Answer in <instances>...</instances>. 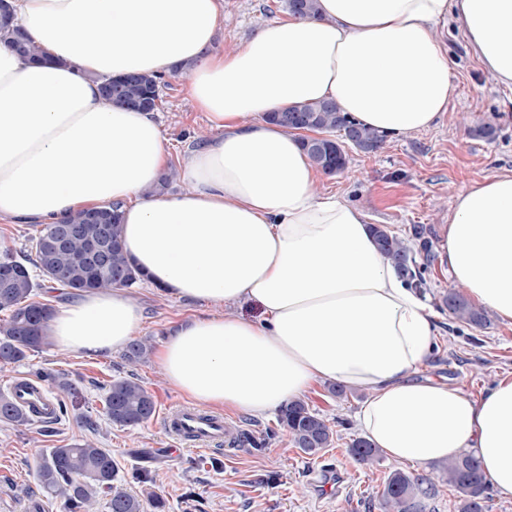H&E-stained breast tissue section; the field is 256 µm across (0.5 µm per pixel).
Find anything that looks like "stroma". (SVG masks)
<instances>
[{
  "instance_id": "1",
  "label": "stroma",
  "mask_w": 512,
  "mask_h": 512,
  "mask_svg": "<svg viewBox=\"0 0 512 512\" xmlns=\"http://www.w3.org/2000/svg\"><path fill=\"white\" fill-rule=\"evenodd\" d=\"M288 17L284 0H223L215 46L230 50L248 40L261 22ZM442 38L457 92L439 124L385 139L374 153L350 151L346 170L320 177L323 192L349 201L371 223L409 244L417 224L427 227L428 240H436L457 191L512 171V88L498 85L483 71L456 22L448 23ZM167 82L155 117L166 138L169 162L177 166L206 125L203 114L191 105L187 77L171 76ZM484 124L493 125L494 138L475 135V128ZM426 281L421 293L437 314L439 334L417 377L479 399L500 378L512 376V323L495 318L476 328L455 320L442 303L455 281L441 263L432 264ZM129 293L142 309L136 336L156 347L174 324L210 312L206 305L164 296L144 284ZM44 371L56 378L46 387L52 401H59L57 384L64 380L79 381L81 399L66 415L49 422L19 427L0 422V512H62L61 498L47 495L38 482V461L46 449L87 439L109 449L121 471L138 467L150 472L151 482H132L127 489L146 501L161 497L164 512H382L380 495L389 473L413 470L411 464L383 454L368 466L351 459L348 449L360 436L356 414L368 396L363 389H348L346 397L338 398L320 384L305 394V401L334 432L331 446L309 457L294 448L274 414L255 418L224 412L237 436L210 449L174 447L159 415L135 429L112 425L103 413V400L117 376L135 375L154 394L159 414L183 404V396L166 384L152 355L132 365L120 351L71 355L49 343L22 362L0 368V393L14 377L36 378ZM87 415L96 420V428L84 423Z\"/></svg>"
}]
</instances>
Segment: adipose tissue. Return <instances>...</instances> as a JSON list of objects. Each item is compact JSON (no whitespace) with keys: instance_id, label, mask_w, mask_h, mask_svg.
Masks as SVG:
<instances>
[{"instance_id":"ef3b65f1","label":"adipose tissue","mask_w":512,"mask_h":512,"mask_svg":"<svg viewBox=\"0 0 512 512\" xmlns=\"http://www.w3.org/2000/svg\"><path fill=\"white\" fill-rule=\"evenodd\" d=\"M43 50L0 42V220L61 224L123 205L122 245L169 296L211 315L179 323L158 353L188 399L255 417L312 384L368 390L364 438L418 468L468 453L512 496V378L472 400L417 380L433 308L374 243L365 214L317 187L300 142L268 113L333 101L392 138L433 128L457 86L439 24L456 21L484 70L512 87V0H318L214 48L221 0H8ZM186 72L210 132L181 164L183 191L151 194L167 162L152 113L108 103L99 80ZM437 250L471 302L512 323V171L459 191ZM254 303L257 319L236 314ZM141 320L120 287L60 305L65 353L126 346Z\"/></svg>"}]
</instances>
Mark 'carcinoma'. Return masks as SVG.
Listing matches in <instances>:
<instances>
[{
	"mask_svg": "<svg viewBox=\"0 0 512 512\" xmlns=\"http://www.w3.org/2000/svg\"><path fill=\"white\" fill-rule=\"evenodd\" d=\"M316 2L285 0V6L292 15L309 16L315 12ZM2 38L8 40L20 55L33 61L42 59V50L20 29L0 27ZM163 86L165 80L159 75H132L122 81L121 101L154 112L158 109ZM268 120L289 131L301 128L316 133L350 131L353 134L352 145L365 153L377 151L383 142L382 135L357 122L332 101L272 112ZM314 141V137H304L302 146L318 169L328 175L346 169L349 157L344 149L336 148L335 140L325 137L317 145ZM105 212L112 214V220L105 226L87 223L85 211H77L67 219L69 224L83 225L85 233L90 236L105 234L111 244L110 273L95 280L91 279L84 259L83 238L74 237L61 248L54 242L55 224L40 225L34 236L28 238L23 257L9 249L0 253V262H8L13 268L9 279H0V311H9L8 319L0 322L1 366L21 362L27 357V352L36 351L46 343L51 309L47 304L34 300L35 290L45 287V283H61L72 294L79 295L88 290L113 286L131 288L142 279L141 272L122 247L119 205H111ZM371 232L381 253L403 278L416 288L426 285L424 273L433 264L425 237L426 227L419 224L413 227V236L419 241L420 252L423 253L421 263L411 256V250L403 240L390 235L381 226L372 225ZM444 302L456 320L474 327L487 325V313L474 307L455 289H448ZM151 349L149 340H136L127 346L124 357L130 363H137L145 359ZM103 410L112 424L121 428H137L154 418L156 401L154 394L138 378L130 375L110 382ZM0 421L22 426L29 419L12 404L10 397L0 394ZM279 421L287 428L294 447L308 456H317L331 445L333 431L327 421L301 399L282 408ZM350 454L357 464L367 465L375 461L378 449L365 439H357L351 445ZM445 473L448 485L460 494L461 512H485L490 483L472 455L463 454L448 460ZM37 475L46 492L62 496L63 512H96L103 498L107 499L109 512H145L142 500L124 488L112 453L97 447L92 441L50 449L42 457ZM432 487L433 480L429 477L395 470L385 481L381 493L382 508L384 512H423L419 508L418 494L426 495Z\"/></svg>",
	"mask_w": 512,
	"mask_h": 512,
	"instance_id": "obj_1",
	"label": "carcinoma"
}]
</instances>
